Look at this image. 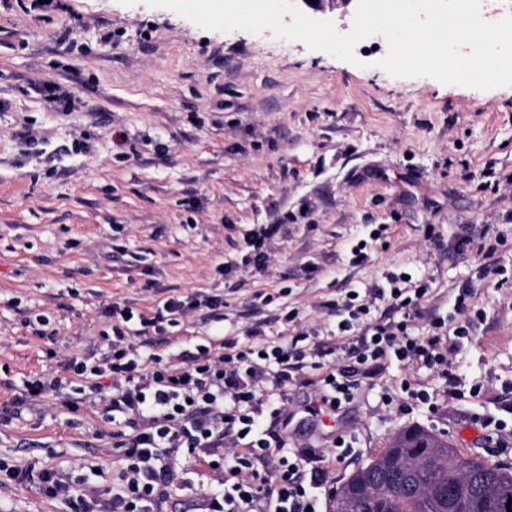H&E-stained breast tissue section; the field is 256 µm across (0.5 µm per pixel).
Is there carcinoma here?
I'll use <instances>...</instances> for the list:
<instances>
[{
    "instance_id": "obj_1",
    "label": "carcinoma",
    "mask_w": 512,
    "mask_h": 512,
    "mask_svg": "<svg viewBox=\"0 0 512 512\" xmlns=\"http://www.w3.org/2000/svg\"><path fill=\"white\" fill-rule=\"evenodd\" d=\"M363 512L374 495L379 512H508L512 471L483 458H466L420 427L398 433L388 448L340 487Z\"/></svg>"
}]
</instances>
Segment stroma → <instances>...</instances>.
I'll use <instances>...</instances> for the list:
<instances>
[{"mask_svg":"<svg viewBox=\"0 0 512 512\" xmlns=\"http://www.w3.org/2000/svg\"><path fill=\"white\" fill-rule=\"evenodd\" d=\"M386 40L359 42L350 64L271 31L208 30L143 0H0V458L66 473L88 496L111 498L122 451L99 403L69 412L48 398L16 406L26 382L65 374L69 356H99L112 330L105 310L145 315L169 296L203 292L219 316L192 314L154 335L149 354L179 364L197 345L238 339L275 345L282 316L325 331L326 303L386 271L425 281V308L451 311L463 283L480 316L451 356L476 396L439 398L399 412L410 378L441 389L430 371L387 365L349 411L302 426L289 448H326L343 435L337 483L402 429L431 430L466 457L512 467V87L488 91L378 68ZM61 84L75 101L58 111L28 83ZM128 142L116 146L113 128ZM81 140L82 153L70 152ZM494 165L505 183L478 190L467 171ZM289 219L263 269L244 264L245 234ZM382 239H370L377 225ZM504 238L480 274L483 228ZM366 241L365 265L349 250ZM236 264L231 275L217 267ZM44 311L47 324H27ZM262 334L250 336L255 323ZM503 420L505 431L484 427ZM0 512H64L34 484L0 488Z\"/></svg>","mask_w":512,"mask_h":512,"instance_id":"35a3bbf8","label":"stroma"}]
</instances>
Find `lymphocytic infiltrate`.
I'll return each mask as SVG.
<instances>
[{
	"label": "lymphocytic infiltrate",
	"instance_id": "obj_1",
	"mask_svg": "<svg viewBox=\"0 0 512 512\" xmlns=\"http://www.w3.org/2000/svg\"><path fill=\"white\" fill-rule=\"evenodd\" d=\"M385 279L381 287L346 291L333 337L305 329L291 309L284 319L295 332L284 343L247 348L228 337L216 351L198 345L178 368L148 363L136 339L163 333L198 311L216 310L218 298L199 292L171 296L159 301L150 317L112 304L107 314L114 324L101 339L102 358L70 357L74 378H35L27 381L23 396H53L71 410L83 396L104 401L112 436L123 449L122 486L103 504L55 470L0 459V472L20 484H37L68 512H157L172 490L192 487L193 465L201 455L218 452L224 467L214 474V488L180 500L179 512H321L322 498L334 484L326 451L285 452L294 417L288 388L306 384L310 363L325 370L305 406L314 418L347 408L361 381L394 361L435 370L448 398L481 391L477 385L463 390L449 361L470 336L472 286L462 284L452 313L441 316L422 307L426 284H413L407 274L389 273ZM421 318L427 333L413 335ZM258 459L270 461V469L255 470Z\"/></svg>",
	"mask_w": 512,
	"mask_h": 512
}]
</instances>
